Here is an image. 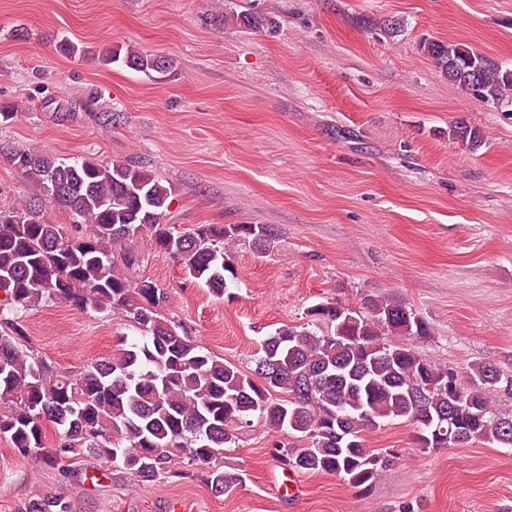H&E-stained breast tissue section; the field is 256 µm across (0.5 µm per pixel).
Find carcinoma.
Here are the masks:
<instances>
[{"label": "carcinoma", "mask_w": 512, "mask_h": 512, "mask_svg": "<svg viewBox=\"0 0 512 512\" xmlns=\"http://www.w3.org/2000/svg\"><path fill=\"white\" fill-rule=\"evenodd\" d=\"M424 50L463 93L512 107V68L457 41ZM103 59L147 76L165 74L173 60L131 45L111 46ZM448 139L477 151L481 130L458 118ZM0 157L36 182L44 200L0 208V437L49 467H69L85 448L144 482L177 476L174 465L196 467L212 493L230 494L244 474L220 466L224 449L257 413L268 428L300 444L274 443V455L294 472L338 474L367 493L394 464L392 451L367 447L362 431L405 420L424 450L472 440L512 448V412L496 408L512 394V375L492 362L467 377L422 357L410 344L432 336L404 303L367 299L362 315L333 302L310 306L301 326L266 336L254 373L217 359L185 327L160 312L166 294L128 271L139 255L127 241L147 237L151 249L176 259L186 276L224 297L236 278L239 242L267 251L273 233L258 224H197L174 232L164 222L172 187L144 163L62 158L37 149L0 146ZM68 213L72 228L48 211ZM120 314L142 342L120 347L77 374L56 372L28 345L20 313L42 303ZM285 394V398L277 394ZM58 431L52 447L46 424ZM17 512H74L63 496L43 492Z\"/></svg>", "instance_id": "carcinoma-1"}]
</instances>
